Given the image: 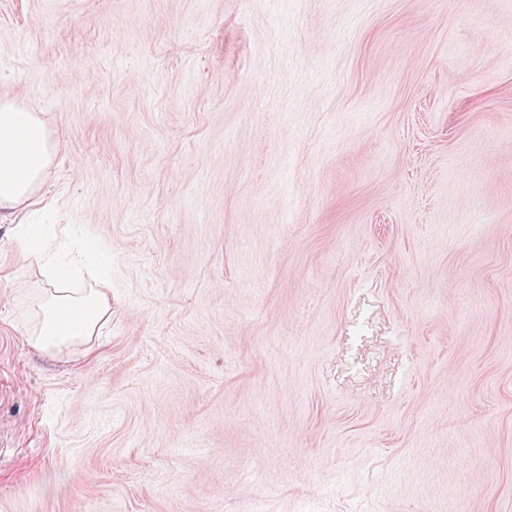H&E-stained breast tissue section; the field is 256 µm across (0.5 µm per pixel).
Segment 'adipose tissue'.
I'll return each instance as SVG.
<instances>
[{
  "instance_id": "adipose-tissue-1",
  "label": "adipose tissue",
  "mask_w": 512,
  "mask_h": 512,
  "mask_svg": "<svg viewBox=\"0 0 512 512\" xmlns=\"http://www.w3.org/2000/svg\"><path fill=\"white\" fill-rule=\"evenodd\" d=\"M56 159L54 130L41 113L0 100V224L25 268L36 275L26 294L28 347L52 359L92 344L112 322V281L90 273L85 251L61 262L39 244V225L24 216L43 202Z\"/></svg>"
}]
</instances>
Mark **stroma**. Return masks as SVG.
Instances as JSON below:
<instances>
[{
    "label": "stroma",
    "mask_w": 512,
    "mask_h": 512,
    "mask_svg": "<svg viewBox=\"0 0 512 512\" xmlns=\"http://www.w3.org/2000/svg\"><path fill=\"white\" fill-rule=\"evenodd\" d=\"M2 95L112 324L0 246V512H512V0H0ZM56 159L54 130L41 112L13 99L0 101V227L18 261L33 271L35 286L26 294L24 319L28 347L56 359L77 347L88 355L112 323V281L90 273L83 249L60 262L38 246L39 224H26L30 208L43 202ZM89 283L71 288L75 281Z\"/></svg>",
    "instance_id": "35a3bbf8"
}]
</instances>
